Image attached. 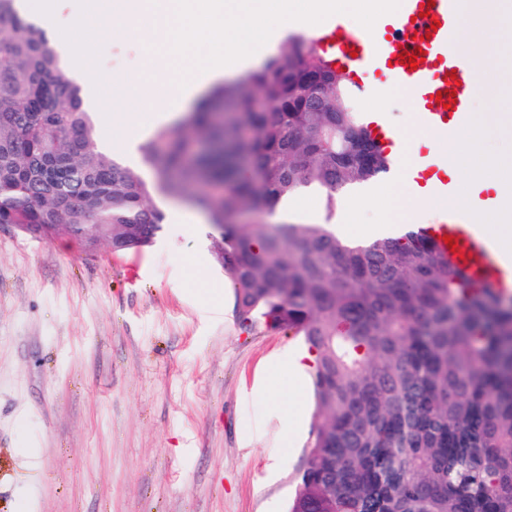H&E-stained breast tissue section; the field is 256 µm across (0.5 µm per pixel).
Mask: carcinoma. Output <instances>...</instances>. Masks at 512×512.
<instances>
[{
  "label": "carcinoma",
  "instance_id": "obj_1",
  "mask_svg": "<svg viewBox=\"0 0 512 512\" xmlns=\"http://www.w3.org/2000/svg\"><path fill=\"white\" fill-rule=\"evenodd\" d=\"M0 0V224L152 246L157 198L224 225L211 239L248 330L315 353V421L289 512H512V293L481 288L434 238L350 241L339 195L390 169L347 76L292 39L139 146L147 171L103 153L82 89L45 32ZM318 223L263 218L302 194Z\"/></svg>",
  "mask_w": 512,
  "mask_h": 512
}]
</instances>
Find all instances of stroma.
Wrapping results in <instances>:
<instances>
[{
	"instance_id": "35a3bbf8",
	"label": "stroma",
	"mask_w": 512,
	"mask_h": 512,
	"mask_svg": "<svg viewBox=\"0 0 512 512\" xmlns=\"http://www.w3.org/2000/svg\"><path fill=\"white\" fill-rule=\"evenodd\" d=\"M457 35L485 72L470 114L512 148V21ZM144 63L114 42L98 67ZM378 108L427 153L406 96ZM157 205L162 236L139 252L0 225V512H287L309 432L261 371L301 341L243 332L206 217Z\"/></svg>"
}]
</instances>
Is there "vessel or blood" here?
Masks as SVG:
<instances>
[{"instance_id":"obj_1","label":"vessel or blood","mask_w":512,"mask_h":512,"mask_svg":"<svg viewBox=\"0 0 512 512\" xmlns=\"http://www.w3.org/2000/svg\"><path fill=\"white\" fill-rule=\"evenodd\" d=\"M460 22L459 0H433L423 9L422 0H401L396 12L385 15L372 31L338 33L322 30L320 40L333 51L338 67L353 80V90L371 96L379 89L401 93L411 100L422 126L447 140L457 122L470 111V91L480 75L465 63L453 47L452 36ZM425 53L417 69L401 65L400 52ZM451 99L444 107L443 99ZM369 125L377 139L394 144L400 136L387 113L373 112ZM436 238H457L464 253L462 267L476 281L493 286L503 283V267L482 236L454 212H446L431 230Z\"/></svg>"}]
</instances>
